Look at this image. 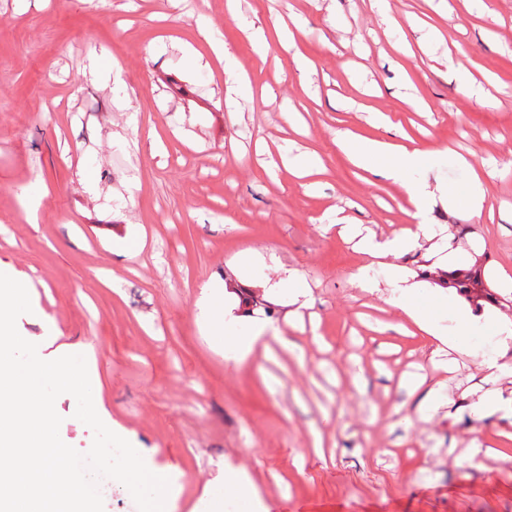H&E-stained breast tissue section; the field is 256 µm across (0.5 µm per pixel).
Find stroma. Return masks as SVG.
Masks as SVG:
<instances>
[{
	"label": "stroma",
	"mask_w": 512,
	"mask_h": 512,
	"mask_svg": "<svg viewBox=\"0 0 512 512\" xmlns=\"http://www.w3.org/2000/svg\"><path fill=\"white\" fill-rule=\"evenodd\" d=\"M0 0V270L28 276L32 304L55 327L44 354L92 344L102 416L151 469L184 481L165 512H250L224 490L244 468L266 512H512V419H476L479 366L495 346L485 325L459 372L428 370L450 409L410 416L405 378L429 353L399 333L392 268L365 265L340 225L384 238L413 226L401 187L354 168L333 139L407 134L428 151L430 184L465 189L458 156L486 160L485 203L433 205L461 267H479L512 320V0ZM205 14L252 96L227 102L233 79L196 61ZM106 50L126 84L92 72ZM498 99L477 103L463 81ZM390 126L371 124L370 113ZM319 158L308 189L282 162ZM43 186L39 219L23 214ZM256 255L260 319L297 346L279 386L262 353L226 359L198 304L212 281L233 286ZM304 274L312 316L289 322L283 270ZM379 285L376 293L360 280ZM57 398L61 440L94 433Z\"/></svg>",
	"instance_id": "stroma-1"
}]
</instances>
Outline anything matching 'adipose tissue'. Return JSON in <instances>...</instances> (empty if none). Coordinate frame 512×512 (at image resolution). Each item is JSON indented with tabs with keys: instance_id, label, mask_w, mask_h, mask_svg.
Wrapping results in <instances>:
<instances>
[{
	"instance_id": "adipose-tissue-1",
	"label": "adipose tissue",
	"mask_w": 512,
	"mask_h": 512,
	"mask_svg": "<svg viewBox=\"0 0 512 512\" xmlns=\"http://www.w3.org/2000/svg\"><path fill=\"white\" fill-rule=\"evenodd\" d=\"M333 143L352 166L402 187L414 208L415 226L402 229L384 240L366 234L362 225H344V232L355 239L358 252L373 261L411 252L426 241L430 244L436 266L447 273L454 271L459 250L454 249L451 237L436 238L432 225L423 220L427 204L433 201L434 194L429 191L427 183L411 179L412 173L421 169L426 161L420 148L377 138L364 139L350 131L337 133ZM393 285L397 294L392 304L402 319L422 333L425 344L431 348L432 357L446 358L449 370H456L455 355L460 352L463 339L473 336L476 315L466 307L454 310L452 333L444 335L437 317L420 302V286L413 282L406 268H394ZM200 315L211 335L223 337L229 358L235 363L247 362L255 347L268 346L272 341L286 352L294 348L279 326L263 324L258 319L236 313L234 305L224 300L223 283L214 282L208 286Z\"/></svg>"
}]
</instances>
